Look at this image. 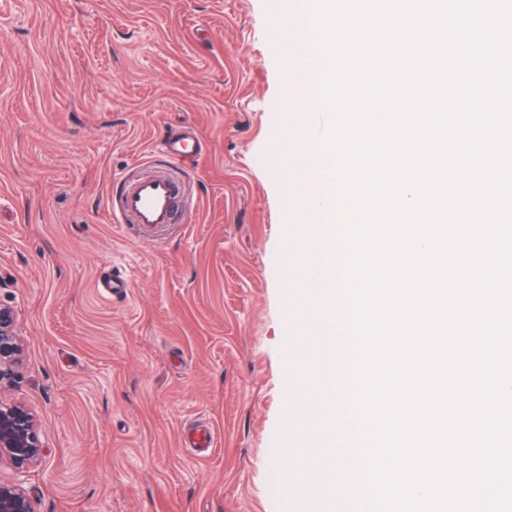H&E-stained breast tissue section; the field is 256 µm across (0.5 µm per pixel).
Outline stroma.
Wrapping results in <instances>:
<instances>
[{
	"label": "stroma",
	"mask_w": 512,
	"mask_h": 512,
	"mask_svg": "<svg viewBox=\"0 0 512 512\" xmlns=\"http://www.w3.org/2000/svg\"><path fill=\"white\" fill-rule=\"evenodd\" d=\"M269 24L268 0H0V304L23 344L0 400L38 419L36 512H280L302 349ZM188 128L190 219L111 223L114 175L155 173ZM115 271L128 290L101 295ZM198 417L212 448L181 443Z\"/></svg>",
	"instance_id": "obj_1"
}]
</instances>
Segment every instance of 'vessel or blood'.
I'll return each mask as SVG.
<instances>
[{"label":"vessel or blood","instance_id":"b4317fda","mask_svg":"<svg viewBox=\"0 0 512 512\" xmlns=\"http://www.w3.org/2000/svg\"><path fill=\"white\" fill-rule=\"evenodd\" d=\"M157 151L163 159L162 172L136 178L121 176L120 196L109 209L113 223L157 226L173 222L179 185L172 172L199 157L202 145L190 133L164 140Z\"/></svg>","mask_w":512,"mask_h":512}]
</instances>
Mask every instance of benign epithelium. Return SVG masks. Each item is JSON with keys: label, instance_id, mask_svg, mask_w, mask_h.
I'll list each match as a JSON object with an SVG mask.
<instances>
[{"label": "benign epithelium", "instance_id": "benign-epithelium-1", "mask_svg": "<svg viewBox=\"0 0 512 512\" xmlns=\"http://www.w3.org/2000/svg\"><path fill=\"white\" fill-rule=\"evenodd\" d=\"M21 352L15 313L0 305V384L10 378ZM44 457L45 446L31 409L22 402L0 401V466L14 471L13 479H0V512H36L22 477Z\"/></svg>", "mask_w": 512, "mask_h": 512}]
</instances>
